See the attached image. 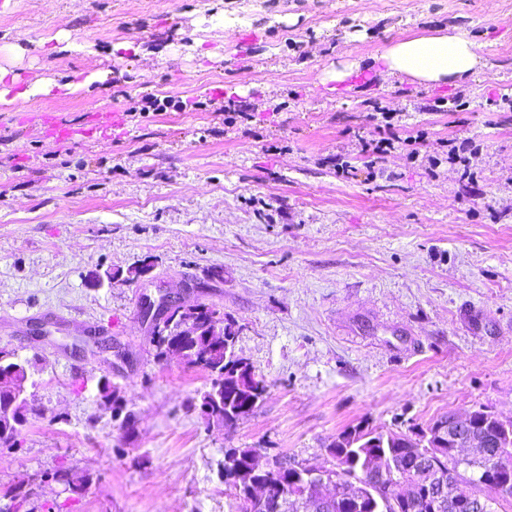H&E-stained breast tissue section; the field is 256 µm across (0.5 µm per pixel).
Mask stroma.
<instances>
[{"instance_id":"stroma-1","label":"stroma","mask_w":512,"mask_h":512,"mask_svg":"<svg viewBox=\"0 0 512 512\" xmlns=\"http://www.w3.org/2000/svg\"><path fill=\"white\" fill-rule=\"evenodd\" d=\"M447 26L469 31L482 73L385 75L387 46ZM345 61L352 75L331 86ZM0 67L56 84L0 103V352L27 362L32 407L21 451L0 448V508L19 479L66 464L92 483L71 503L43 483L62 512H237L225 449L329 469L349 426L406 432L480 405L512 416V112L498 108L512 0H10ZM156 97L170 107L147 108ZM378 106L397 135L423 132L438 167L399 149L392 178L372 176L361 147ZM451 138L474 142L476 183L446 162ZM146 258L149 280L89 283ZM170 291L235 322L266 385L234 425L196 409L207 374L155 355L142 296ZM89 328L124 360L84 341ZM104 379L133 437L100 400Z\"/></svg>"}]
</instances>
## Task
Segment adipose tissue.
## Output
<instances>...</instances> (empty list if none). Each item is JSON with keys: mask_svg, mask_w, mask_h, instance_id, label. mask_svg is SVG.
Listing matches in <instances>:
<instances>
[{"mask_svg": "<svg viewBox=\"0 0 512 512\" xmlns=\"http://www.w3.org/2000/svg\"><path fill=\"white\" fill-rule=\"evenodd\" d=\"M382 59L387 75H405L427 85L460 81L483 68L475 42L459 27L398 41L384 50Z\"/></svg>", "mask_w": 512, "mask_h": 512, "instance_id": "obj_1", "label": "adipose tissue"}]
</instances>
